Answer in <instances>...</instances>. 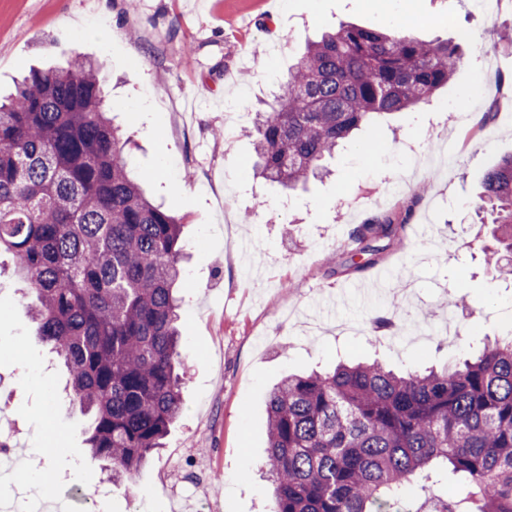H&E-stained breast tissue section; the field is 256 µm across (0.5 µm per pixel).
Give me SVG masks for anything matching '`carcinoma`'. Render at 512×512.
I'll return each mask as SVG.
<instances>
[{"label": "carcinoma", "instance_id": "obj_1", "mask_svg": "<svg viewBox=\"0 0 512 512\" xmlns=\"http://www.w3.org/2000/svg\"><path fill=\"white\" fill-rule=\"evenodd\" d=\"M459 46L339 24L306 43L256 113V167L290 190L376 116L422 107L454 77ZM100 60L33 70L0 101V254L27 286L39 339L62 359L87 417L91 458L134 479L179 417L181 225L128 172L107 117ZM512 256V155L478 196ZM359 252L386 239L392 213L357 226ZM268 512H392L409 484L462 476L464 495L427 512H512V336L460 365L397 374L373 361L291 374L267 398Z\"/></svg>", "mask_w": 512, "mask_h": 512}]
</instances>
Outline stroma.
Instances as JSON below:
<instances>
[{
	"mask_svg": "<svg viewBox=\"0 0 512 512\" xmlns=\"http://www.w3.org/2000/svg\"><path fill=\"white\" fill-rule=\"evenodd\" d=\"M448 39L462 62L433 105L364 126L327 160V175L291 192L256 178L253 141L228 112L271 99L306 38L339 22ZM496 56L487 98L465 91ZM106 59L111 117L153 172L146 194L183 224L187 274L181 354L185 408L132 482L91 460L68 376L34 338L22 285L0 275V418L32 473L105 485L99 512H266L260 463L269 389L291 372L376 358L398 372L442 367L512 328V280L487 262L491 216L476 199L512 154V9L474 0H0V91L74 55ZM453 145L452 162L415 169L405 143ZM404 183L403 197L386 200ZM410 210L405 247L363 266L352 231L376 212ZM365 284L370 296L347 288ZM393 317L376 332L371 320Z\"/></svg>",
	"mask_w": 512,
	"mask_h": 512,
	"instance_id": "stroma-1",
	"label": "stroma"
}]
</instances>
